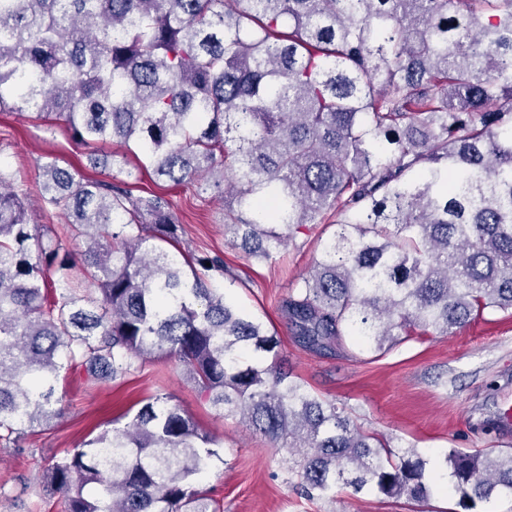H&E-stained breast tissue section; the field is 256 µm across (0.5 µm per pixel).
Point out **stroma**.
<instances>
[{
  "label": "stroma",
  "instance_id": "35a3bbf8",
  "mask_svg": "<svg viewBox=\"0 0 512 512\" xmlns=\"http://www.w3.org/2000/svg\"><path fill=\"white\" fill-rule=\"evenodd\" d=\"M89 150L61 120L0 109V165L13 173L39 231L58 232L65 225L61 215L37 203L40 168L52 161L136 196L160 195L182 226L180 250L221 256L226 294L277 333L286 369L357 426L382 435L391 448L412 444L432 456L448 448L499 452L497 423L512 409V316L489 312L445 336L399 338L382 353L360 351L349 338L330 351L309 350L296 342L281 302L294 294L332 225H305L276 258H252L225 234L223 201L199 195L191 185L156 180L133 159L120 170L91 168ZM162 394L172 395L218 438L219 457L199 486L210 491L221 512H461L456 497L443 491L422 505L345 489L332 501H307L290 484L287 449L206 403L173 357L116 380H92L80 365L63 371L56 385L61 416L26 428L17 443L0 440V512H62L61 494L43 487L52 460L81 447L141 399Z\"/></svg>",
  "mask_w": 512,
  "mask_h": 512
}]
</instances>
